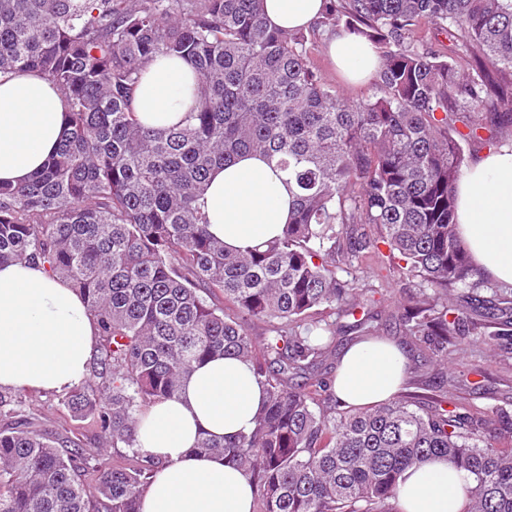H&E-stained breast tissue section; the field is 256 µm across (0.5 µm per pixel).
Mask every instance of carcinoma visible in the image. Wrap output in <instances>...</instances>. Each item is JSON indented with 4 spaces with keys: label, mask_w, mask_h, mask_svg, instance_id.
Masks as SVG:
<instances>
[{
    "label": "carcinoma",
    "mask_w": 512,
    "mask_h": 512,
    "mask_svg": "<svg viewBox=\"0 0 512 512\" xmlns=\"http://www.w3.org/2000/svg\"><path fill=\"white\" fill-rule=\"evenodd\" d=\"M341 21L378 55L365 99L324 82L308 32L270 27L264 0H0V71H37L69 105L47 167L0 186V264L38 265L87 300L98 355L67 404L102 443L90 453L33 428L1 391L0 512H140L155 468L140 418L215 356L250 363L266 404L249 433L195 451L253 479L254 512H399L403 471L432 457L470 476L463 512H512V444L488 413L442 388L343 409L316 376L337 334L369 337L370 318L331 316L364 304L337 272L381 243L421 279L403 314L415 344L446 358L463 328L488 347L512 336V291L450 294L479 281L455 187L462 143L485 129L483 71L512 78V0H327L316 26ZM423 25L465 63L420 48ZM161 57L198 75L186 123L163 131L131 107ZM246 153L276 161L294 199L279 238L237 253L210 235L200 199L212 169ZM252 320L268 326L260 348ZM108 448L132 462H107Z\"/></svg>",
    "instance_id": "cac0c4a2"
}]
</instances>
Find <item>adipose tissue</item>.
<instances>
[{
  "mask_svg": "<svg viewBox=\"0 0 512 512\" xmlns=\"http://www.w3.org/2000/svg\"><path fill=\"white\" fill-rule=\"evenodd\" d=\"M323 0H265L268 25L309 28ZM327 54L351 83L377 68L368 42L338 30ZM197 73L190 62L166 59L138 85L132 108L148 126L179 123L193 105ZM62 92L37 72H0V182L28 181L49 162L67 127ZM456 231L481 278L512 288V141L484 150L455 188ZM208 231L233 251L277 238L287 224L292 196L260 155L214 168L204 194ZM98 327L85 299L43 269L0 265V387L60 391L88 374ZM407 359L394 344L366 339L342 354L332 390L350 408L389 401L406 379ZM264 388L250 365L220 356L195 368L171 399L143 416L138 447L157 465L141 498V512H253V487L240 470L193 449L200 434L233 438L249 432L263 406ZM470 480L447 461L405 470L400 512H462Z\"/></svg>",
  "mask_w": 512,
  "mask_h": 512,
  "instance_id": "1",
  "label": "adipose tissue"
}]
</instances>
